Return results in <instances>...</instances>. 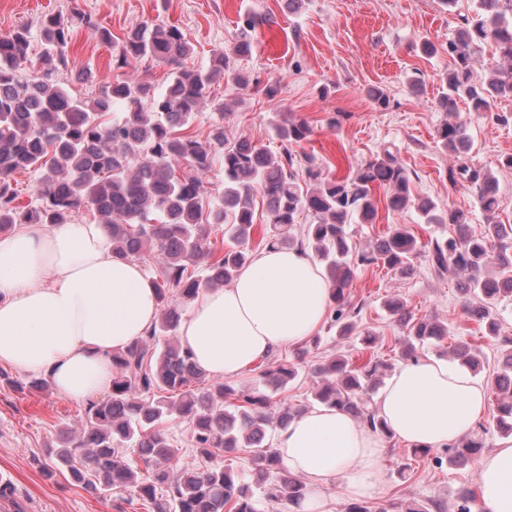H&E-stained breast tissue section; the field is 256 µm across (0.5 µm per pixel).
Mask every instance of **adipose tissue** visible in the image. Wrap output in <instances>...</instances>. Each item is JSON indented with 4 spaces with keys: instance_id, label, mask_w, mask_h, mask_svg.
Segmentation results:
<instances>
[{
    "instance_id": "adipose-tissue-1",
    "label": "adipose tissue",
    "mask_w": 512,
    "mask_h": 512,
    "mask_svg": "<svg viewBox=\"0 0 512 512\" xmlns=\"http://www.w3.org/2000/svg\"><path fill=\"white\" fill-rule=\"evenodd\" d=\"M329 304L328 275L308 252L268 247L228 285L201 289L179 336L206 375L235 377L311 338ZM158 314L144 268L113 255L104 225L24 224L0 235V363L46 375L62 396L109 392L113 353ZM374 402L395 438L444 448L473 430L488 395L466 368L426 355L401 363ZM275 447L308 481L296 512H324L323 488L336 478L354 499L378 490L382 438L344 411H305L277 430ZM478 483L481 512H512V436L482 455Z\"/></svg>"
}]
</instances>
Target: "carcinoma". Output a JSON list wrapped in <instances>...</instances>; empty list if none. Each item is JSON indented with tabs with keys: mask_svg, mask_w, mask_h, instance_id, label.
<instances>
[{
	"mask_svg": "<svg viewBox=\"0 0 512 512\" xmlns=\"http://www.w3.org/2000/svg\"><path fill=\"white\" fill-rule=\"evenodd\" d=\"M472 2V13L459 15L461 26L448 43V69L440 76L439 106L452 115L460 99L470 112H489L496 103L512 100V0ZM240 22L232 46L216 50L207 67L196 69L181 65L192 46L179 27L145 23L127 31L112 56V69L159 60L176 66L171 81L158 93L146 82L116 75L98 84L87 100L67 90L73 72L67 47L74 25L94 26L90 17L43 19L46 51L41 75L32 80L16 73L18 62L28 57V30L0 36V233L17 224H65L88 207L108 229L114 252L133 260L148 256L156 267L151 282L160 306L157 321L145 336L112 355L111 392L88 400L80 428H62L48 451L86 490L131 491L149 512H265L273 503L296 506L306 496V483L288 470L267 433L299 414L275 401L273 393L299 376L307 350L298 349L291 360L271 358L257 366L251 388L206 381L178 336L182 311L199 290L230 283L250 260L244 245L254 227L257 192L266 200L264 245L309 248L324 265L332 282L331 323L341 339L354 334L360 312L348 301L355 270L379 263L407 276L421 250L436 275L461 279V291L474 297L468 314L489 335L497 333L496 301L512 296V224L497 221L495 174L469 164L472 144L463 122H444L436 138L457 158L448 168V181L467 184L484 213L479 236L467 231V211L414 197L408 170L388 150L352 177L333 180L321 177L313 155L287 149L278 160L248 139L229 140L222 123L212 124L204 136L184 131L208 101L214 82L248 84L234 61L251 53L248 32L270 18L248 14ZM488 45L498 61L479 77L474 63ZM275 130L297 146L312 133L306 120L291 116ZM217 153L224 159V188L209 198L203 178ZM20 173L37 175L33 205L17 204L13 185ZM381 187L387 191V209L399 212L413 204L424 223L454 224L457 235L432 239L421 249L406 225L394 224L373 245L358 249L348 226L373 223L374 193ZM303 213L312 221L299 232ZM225 222L236 247L223 252L211 247L209 225ZM386 307L406 330V360L416 358L417 348L449 335L448 325L432 317L413 318L398 299H388ZM503 344L511 349L486 383L496 395L493 419L502 433L512 434V338L504 337ZM454 355L473 372L481 368L480 353L465 343ZM388 368L371 359L356 366L334 354L311 369V376L320 379L314 398L382 433L372 394ZM0 383L18 392L49 387L44 378L23 383L2 369ZM176 419L188 422L202 465L178 466L180 449L164 427ZM484 447L479 435H468L445 453L453 462L475 465ZM237 448L250 449V481L224 463L222 453ZM129 450L136 457H128Z\"/></svg>",
	"mask_w": 512,
	"mask_h": 512,
	"instance_id": "obj_1",
	"label": "carcinoma"
}]
</instances>
